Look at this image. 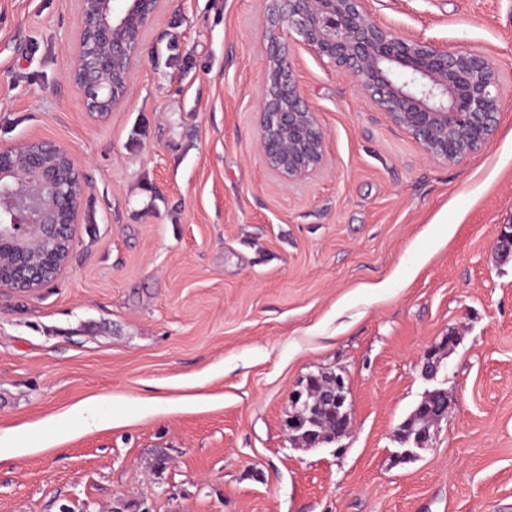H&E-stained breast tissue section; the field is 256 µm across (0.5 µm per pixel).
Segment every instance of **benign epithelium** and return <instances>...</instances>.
<instances>
[{
	"label": "benign epithelium",
	"mask_w": 512,
	"mask_h": 512,
	"mask_svg": "<svg viewBox=\"0 0 512 512\" xmlns=\"http://www.w3.org/2000/svg\"><path fill=\"white\" fill-rule=\"evenodd\" d=\"M163 0H78L80 28L65 73L84 110L115 111L127 99L143 39ZM257 149L295 183L327 164V132L281 53L283 38L348 76L373 108L408 133L429 157L459 163L482 151L497 129L502 93L490 59L402 36L365 0H267ZM88 187L72 153L38 136L0 144V288L39 289L66 268L72 231ZM324 400L345 407L340 376Z\"/></svg>",
	"instance_id": "7a95c632"
}]
</instances>
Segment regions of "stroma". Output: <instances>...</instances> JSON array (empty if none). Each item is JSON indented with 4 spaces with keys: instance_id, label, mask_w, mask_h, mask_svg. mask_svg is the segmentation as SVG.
I'll list each match as a JSON object with an SVG mask.
<instances>
[{
    "instance_id": "stroma-1",
    "label": "stroma",
    "mask_w": 512,
    "mask_h": 512,
    "mask_svg": "<svg viewBox=\"0 0 512 512\" xmlns=\"http://www.w3.org/2000/svg\"><path fill=\"white\" fill-rule=\"evenodd\" d=\"M366 6L491 59L484 150L430 159L290 45L328 164L289 183L256 146L264 0H164L103 118L64 77L77 0H0V143L53 140L89 179L64 272L0 288V435L31 448L0 461V512H512V0ZM321 372L352 426L310 448L290 395ZM436 388L448 414L404 456ZM89 398L118 424L84 428Z\"/></svg>"
}]
</instances>
